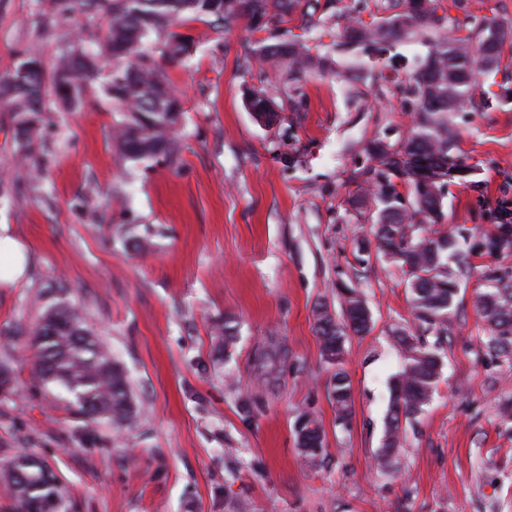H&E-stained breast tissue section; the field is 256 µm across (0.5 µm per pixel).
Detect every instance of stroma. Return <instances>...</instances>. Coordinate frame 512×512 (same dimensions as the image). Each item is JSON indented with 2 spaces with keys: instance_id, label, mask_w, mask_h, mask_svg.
I'll use <instances>...</instances> for the list:
<instances>
[{
  "instance_id": "1",
  "label": "stroma",
  "mask_w": 512,
  "mask_h": 512,
  "mask_svg": "<svg viewBox=\"0 0 512 512\" xmlns=\"http://www.w3.org/2000/svg\"><path fill=\"white\" fill-rule=\"evenodd\" d=\"M51 2L0 0V74L102 40L105 18L64 24ZM339 7L301 0L289 22L291 37L331 60L298 83L251 58L275 31L243 18L173 25L192 39L187 56L162 66L184 110L173 166L120 155L108 56L78 103L49 101L32 158L17 155L0 107V224L30 257L26 281L0 288V364L14 385L0 394V461L40 457L60 482L61 512H512V356L487 348L474 307L482 273L512 276V251L473 255L451 334L422 333L441 344L442 375L393 466L375 464L403 363L394 334L415 323L401 266L360 249L374 215L363 180L371 142L396 150L409 133L399 82L426 49L394 41L379 55L337 53ZM439 11L460 38L485 16L512 25V0H441ZM248 88L278 105V124L256 123ZM484 88L478 108L450 116L471 173L449 179L432 227L463 234L465 249L474 226L512 219V106L494 77ZM342 286L372 315L370 332L346 344L345 429L314 329L319 305L340 315ZM58 302L82 309L125 371L134 429L78 421L37 384L27 333ZM305 416L322 431L315 463L298 449Z\"/></svg>"
}]
</instances>
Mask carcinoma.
<instances>
[{"label": "carcinoma", "instance_id": "cac0c4a2", "mask_svg": "<svg viewBox=\"0 0 512 512\" xmlns=\"http://www.w3.org/2000/svg\"><path fill=\"white\" fill-rule=\"evenodd\" d=\"M225 0H53V12L65 18L75 12L102 14L109 19L102 50L118 61L112 72L109 92L121 112L117 146L123 158L135 163L162 159L174 162L177 150L174 132L182 114L180 98L171 90L158 60L141 49L152 33L165 31L186 15H206L216 27L246 17L257 28H276L283 39L262 43L254 57L287 71L295 78L329 69L328 58L314 56L306 45L288 38L285 24L298 8L299 0H239L242 9L214 7ZM390 14L375 24L365 25L353 17L359 3L342 7L349 24L338 47L345 52L372 50L392 40L416 38L429 47L420 68L410 73L402 87L413 105L414 121L403 148L391 151L380 140L370 146L377 166L368 172L369 195L376 221L371 227L376 254L400 264L407 274L413 316L427 330L444 336L453 326L461 277L470 272L468 254L459 248L452 233L430 236L425 225L437 224L443 215V188L424 189L413 177L411 160L420 155H440L452 169L470 172L453 153L456 136L448 114L475 105L483 94V77L500 71L508 25L496 17L474 23V38L448 36V20L438 14L436 0H387ZM188 51L187 41L173 33L161 55L176 61ZM32 68L0 77V105L12 114L15 149L29 152L42 132L48 97L78 102L82 86L97 74V56L75 46L46 70L29 58ZM405 187L411 208L401 209ZM480 235L477 247L490 253L512 250V224H494L474 229ZM455 269H448V261ZM488 288L477 294L474 306L486 322L489 349L512 354V278L485 274ZM342 321L321 305L315 331L321 340L325 361L334 368L331 396L336 402L337 422L346 428L352 416V384L344 368L347 333L363 335L368 325L356 309H342ZM36 349L35 373L41 384L61 393L66 409L87 423L107 421L133 428L137 422L131 391L123 369L89 329L83 314L74 306L60 303L46 309L30 332ZM404 350L403 366L392 386L386 433L390 440L380 449L377 465L386 468L399 447L404 426L432 397L443 366L435 346L417 342L408 331L396 336ZM308 436L303 456L315 462L322 455L321 430L304 419ZM0 480L13 486L19 512H59L61 493L57 478L35 454L21 452L0 464Z\"/></svg>", "mask_w": 512, "mask_h": 512}]
</instances>
